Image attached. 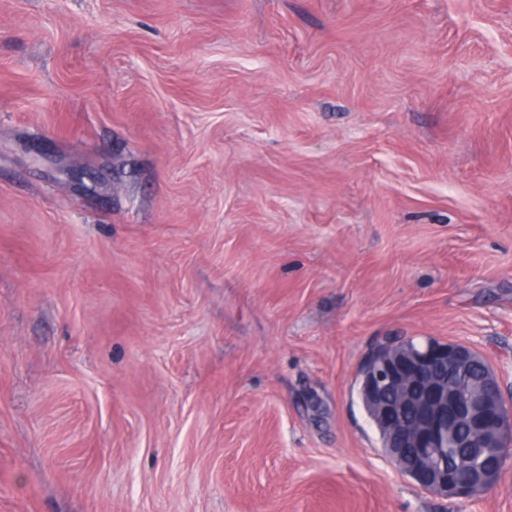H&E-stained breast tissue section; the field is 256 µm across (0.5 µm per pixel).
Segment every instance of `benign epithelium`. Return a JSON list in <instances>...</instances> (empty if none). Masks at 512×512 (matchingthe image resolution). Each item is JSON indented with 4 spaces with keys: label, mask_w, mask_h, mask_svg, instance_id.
Wrapping results in <instances>:
<instances>
[{
    "label": "benign epithelium",
    "mask_w": 512,
    "mask_h": 512,
    "mask_svg": "<svg viewBox=\"0 0 512 512\" xmlns=\"http://www.w3.org/2000/svg\"><path fill=\"white\" fill-rule=\"evenodd\" d=\"M483 356L457 341L411 338L383 344L367 367L365 398L377 428L385 435L384 453L421 489L446 498L484 494L498 485L502 467L486 463L469 484L450 477L442 449L448 433L463 429L462 447L479 452L493 442L512 446V405L489 362L480 387L461 392L449 380L462 377Z\"/></svg>",
    "instance_id": "benign-epithelium-1"
}]
</instances>
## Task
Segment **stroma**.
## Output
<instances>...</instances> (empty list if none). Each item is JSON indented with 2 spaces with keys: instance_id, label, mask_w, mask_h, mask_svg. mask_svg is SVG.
<instances>
[{
  "instance_id": "1",
  "label": "stroma",
  "mask_w": 512,
  "mask_h": 512,
  "mask_svg": "<svg viewBox=\"0 0 512 512\" xmlns=\"http://www.w3.org/2000/svg\"><path fill=\"white\" fill-rule=\"evenodd\" d=\"M388 336L512 398V0H0V512H512L384 455Z\"/></svg>"
}]
</instances>
